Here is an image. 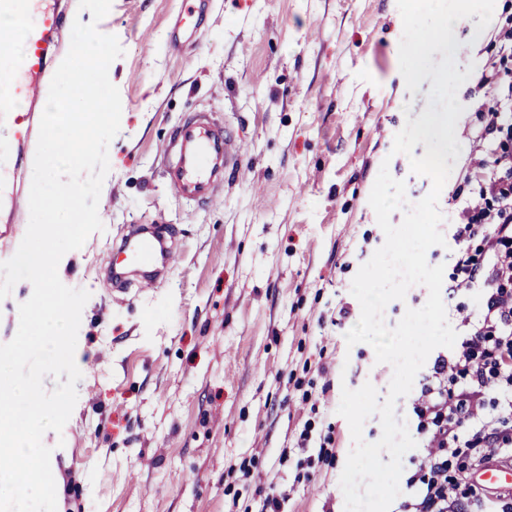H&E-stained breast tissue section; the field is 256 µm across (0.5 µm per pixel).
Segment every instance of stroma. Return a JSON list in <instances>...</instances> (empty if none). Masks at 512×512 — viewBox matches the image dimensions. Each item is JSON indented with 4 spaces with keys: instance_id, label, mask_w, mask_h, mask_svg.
I'll use <instances>...</instances> for the list:
<instances>
[{
    "instance_id": "1",
    "label": "stroma",
    "mask_w": 512,
    "mask_h": 512,
    "mask_svg": "<svg viewBox=\"0 0 512 512\" xmlns=\"http://www.w3.org/2000/svg\"><path fill=\"white\" fill-rule=\"evenodd\" d=\"M183 8L112 0L98 24L124 49L109 71L122 114L98 202L104 229L68 252L60 275L90 298L77 403L62 433L43 436L57 512H258L272 489L284 512H344L353 442L341 390L369 383L384 396L393 375L369 344L345 340L361 314L352 280L385 242L369 195L384 165L408 202L429 193L431 179L392 148L431 83L411 93L402 80L397 0H212L202 35L174 53ZM506 31L512 0L480 50L458 51L470 73L457 95L461 152L439 197L446 244L427 252L449 270L458 248L483 265L491 255L483 235L461 246L454 232L479 199L481 161L512 151V134H484L498 105L486 76L512 82ZM193 107L223 114L251 145L205 206L171 197L159 154ZM133 224L178 225L182 258L150 292H106L99 281Z\"/></svg>"
}]
</instances>
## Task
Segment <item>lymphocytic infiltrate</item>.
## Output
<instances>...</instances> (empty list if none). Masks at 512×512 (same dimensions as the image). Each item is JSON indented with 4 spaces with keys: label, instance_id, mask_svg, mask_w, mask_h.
Returning <instances> with one entry per match:
<instances>
[{
    "label": "lymphocytic infiltrate",
    "instance_id": "1",
    "mask_svg": "<svg viewBox=\"0 0 512 512\" xmlns=\"http://www.w3.org/2000/svg\"><path fill=\"white\" fill-rule=\"evenodd\" d=\"M504 172L512 175V154H491L479 194L498 198L496 215L469 207L456 227L460 244L483 231L492 238L489 269L462 254L452 276L455 287L482 289L485 304L466 323L455 356H437L422 379L413 414L426 453L407 481L410 501L399 512H512V492H463L453 474L454 460L472 450L479 466L512 458V189L501 186ZM479 406L486 412L477 419Z\"/></svg>",
    "mask_w": 512,
    "mask_h": 512
}]
</instances>
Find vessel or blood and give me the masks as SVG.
<instances>
[{
  "instance_id": "b4317fda",
  "label": "vessel or blood",
  "mask_w": 512,
  "mask_h": 512,
  "mask_svg": "<svg viewBox=\"0 0 512 512\" xmlns=\"http://www.w3.org/2000/svg\"><path fill=\"white\" fill-rule=\"evenodd\" d=\"M16 0H0V16L12 19L0 28V205L13 203L9 179L21 162L15 141L28 138L30 119L44 98L47 76L57 48V35L69 14L68 0H28L17 15ZM201 10L186 4L169 34L172 49H183L199 30ZM245 144L226 128L215 112L201 111L183 118L164 143L162 166L175 197L195 205L216 201L224 177L247 159ZM119 251L125 266L105 277L112 291L125 293L133 280L157 285L176 262L175 240L159 226L123 237ZM475 483L484 489L512 488V465L491 464L478 471Z\"/></svg>"
}]
</instances>
